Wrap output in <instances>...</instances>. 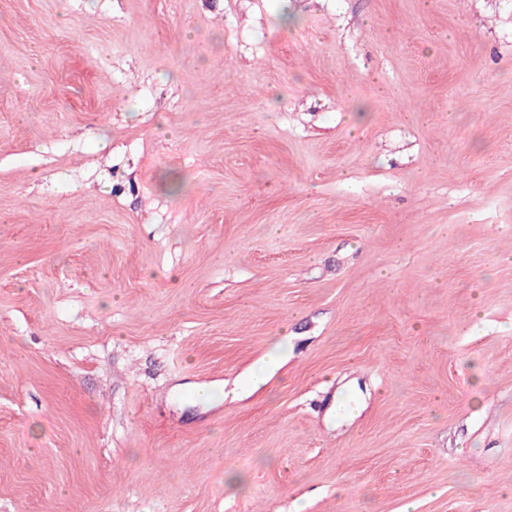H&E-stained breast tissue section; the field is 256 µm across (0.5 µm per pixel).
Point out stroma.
Here are the masks:
<instances>
[{
    "label": "stroma",
    "instance_id": "obj_1",
    "mask_svg": "<svg viewBox=\"0 0 512 512\" xmlns=\"http://www.w3.org/2000/svg\"><path fill=\"white\" fill-rule=\"evenodd\" d=\"M408 506L512 512V0H0V512Z\"/></svg>",
    "mask_w": 512,
    "mask_h": 512
}]
</instances>
